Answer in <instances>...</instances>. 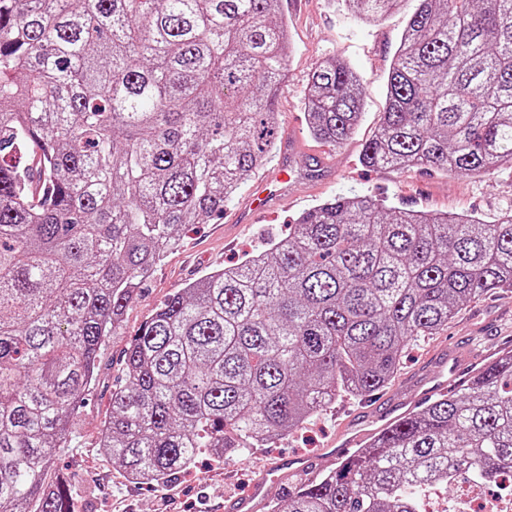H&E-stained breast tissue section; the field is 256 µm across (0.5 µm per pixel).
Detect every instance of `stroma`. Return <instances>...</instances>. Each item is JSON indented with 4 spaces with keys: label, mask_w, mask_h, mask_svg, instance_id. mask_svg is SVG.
Returning <instances> with one entry per match:
<instances>
[{
    "label": "stroma",
    "mask_w": 512,
    "mask_h": 512,
    "mask_svg": "<svg viewBox=\"0 0 512 512\" xmlns=\"http://www.w3.org/2000/svg\"><path fill=\"white\" fill-rule=\"evenodd\" d=\"M415 0L368 25L336 0H282L291 52L287 75L275 100L278 137H296L305 153L319 155L331 178L314 182L302 174L282 184L288 206L259 224H232L224 216L202 218L183 228L176 247L153 270L127 308L116 333L106 339L99 369L74 419L75 441L57 456L46 474H67L77 512H208L239 495L247 482L292 457L315 461L320 472L336 465L329 448L343 419L361 421L366 406L385 410L430 381L449 347L468 351L475 341L496 350L512 349V289L480 297L460 309L438 335L411 343L392 382L371 401L348 396L313 413L296 430L272 443L218 458L200 454L192 467L167 484L128 480L100 447L111 411L114 386L124 377L123 355L142 324L172 293L202 275L236 266L268 240L287 235L302 213L342 193L370 194L386 207L431 214H476L486 220L512 210V168L469 178L425 167L371 169L361 164L365 144L377 130L385 108L386 80ZM336 58L346 62L363 84V117L356 132L339 145L308 131L304 96L312 69Z\"/></svg>",
    "instance_id": "1"
}]
</instances>
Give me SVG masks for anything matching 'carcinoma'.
<instances>
[{
    "instance_id": "carcinoma-1",
    "label": "carcinoma",
    "mask_w": 512,
    "mask_h": 512,
    "mask_svg": "<svg viewBox=\"0 0 512 512\" xmlns=\"http://www.w3.org/2000/svg\"><path fill=\"white\" fill-rule=\"evenodd\" d=\"M372 23L398 0H340ZM280 0H0V512H71L48 481L100 349L179 230L224 211L272 145ZM360 78L309 74L310 134L341 144ZM361 163L461 177L512 168V0H418ZM512 288V215L339 196L288 236L175 291L125 351L100 448L164 484L246 451ZM512 472V352L392 423L270 512H426L465 474Z\"/></svg>"
}]
</instances>
